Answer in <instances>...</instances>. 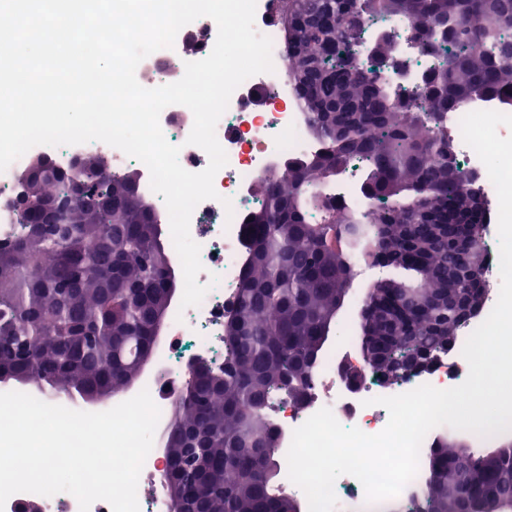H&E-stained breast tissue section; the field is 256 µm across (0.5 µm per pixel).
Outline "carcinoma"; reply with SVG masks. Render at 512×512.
I'll return each mask as SVG.
<instances>
[{
  "instance_id": "cac0c4a2",
  "label": "carcinoma",
  "mask_w": 512,
  "mask_h": 512,
  "mask_svg": "<svg viewBox=\"0 0 512 512\" xmlns=\"http://www.w3.org/2000/svg\"><path fill=\"white\" fill-rule=\"evenodd\" d=\"M293 12L298 25L283 26L288 77L323 150L259 185L247 270L224 338L231 366L171 404L174 512H301L279 482L269 407L281 393L307 399L358 264L381 249L401 256L394 275L360 302L383 311L359 320V339L370 353L366 367L385 385L373 349L442 356L466 325L462 301L483 304L488 255L474 246L472 224L487 212L475 213L448 134L427 119L482 102L512 106V0H294ZM364 15L410 21L424 33L421 47L442 57L421 92L406 94L380 76L396 59L389 38L373 55L375 71L345 74ZM357 158L371 206L341 211L323 189ZM70 175L57 168L28 192L62 193ZM82 176L105 203L40 235L22 214L18 237L0 251V368L54 392H119L137 375L133 353L150 344L148 313L165 301L170 245L158 242L152 205L130 195L137 173L113 174L92 155ZM499 499H512V444L477 455L445 429L407 512H469Z\"/></svg>"
}]
</instances>
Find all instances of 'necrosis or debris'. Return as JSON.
<instances>
[{"instance_id": "obj_1", "label": "necrosis or debris", "mask_w": 512, "mask_h": 512, "mask_svg": "<svg viewBox=\"0 0 512 512\" xmlns=\"http://www.w3.org/2000/svg\"><path fill=\"white\" fill-rule=\"evenodd\" d=\"M255 28L258 33L272 40L273 72L261 73L243 82L232 94L228 107L216 126V137L227 153L228 163L215 176L217 198L200 202L190 220V235L200 247L203 270L197 281L208 292L201 304L183 310L181 316L171 317L166 327V340L159 353L162 374L147 384L150 395L160 410H167L170 400L186 377L187 366L193 362L223 365L224 321L232 311L239 281L247 265V230L249 215L259 206L256 191L258 182L272 168H279L295 158L320 151L321 144L309 131L308 118L291 85L280 75L287 61L282 53V33L267 11L265 0L256 4ZM389 36L398 46V57L412 78L400 82L396 72L386 75L391 83H403L407 91H414L415 78L423 77L437 67L440 59L421 53L420 41L412 25L404 19L367 18L363 25V47L356 57L361 67H368V46L382 36ZM217 26L208 17H201L183 27L171 48L158 50L138 65L136 78L146 88L164 85L172 72L185 69V60L179 48L193 44L194 57H207L215 44ZM462 112L449 113L445 126L454 140L460 166L466 171L480 174L479 190L489 205L485 224V248L489 256L486 277L493 285L484 304L485 311H492L501 283L499 264V203L496 189L483 162L464 141L460 122ZM160 127L166 140L179 147V162L191 172L204 170L209 162L206 152L188 144L187 138L194 123L191 110L174 104L160 114ZM33 154L51 158L56 166L69 168L75 157L99 155L105 157L112 171L120 172L136 165V158L101 141L77 145L33 147ZM25 164L17 159L0 172V244L14 242L17 237L18 214L15 197L19 189L18 174ZM476 322H469L459 332L449 360L437 361L429 371L412 377L392 387H385L373 376H366L363 386L350 389L340 374L342 366L351 364L350 350L333 345L327 348L321 362L312 373L310 396L301 405L286 395L277 396L270 410V419L279 433L278 452L287 455L296 428L322 408H330L344 427H356L367 434L381 432L389 413L377 400L386 394L409 392L429 384L438 389L460 385L468 376V363L462 355L469 335L476 329ZM164 459L159 450H151L140 473L137 497L140 512H172L173 506L166 498L157 478L163 471Z\"/></svg>"}]
</instances>
